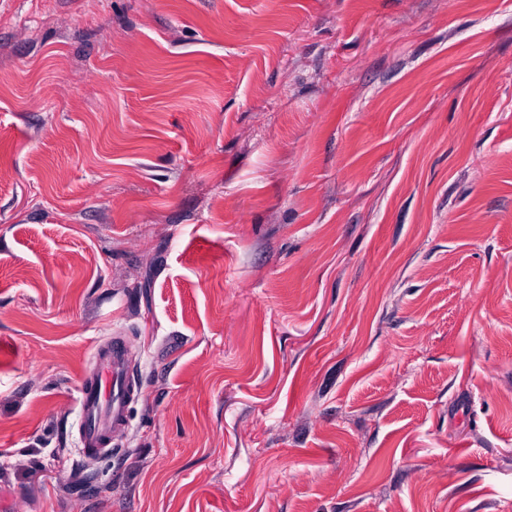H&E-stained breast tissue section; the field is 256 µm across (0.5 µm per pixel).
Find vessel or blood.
Wrapping results in <instances>:
<instances>
[{
  "mask_svg": "<svg viewBox=\"0 0 512 512\" xmlns=\"http://www.w3.org/2000/svg\"><path fill=\"white\" fill-rule=\"evenodd\" d=\"M139 390L122 338L96 344L91 368L77 388L81 457L95 460L111 452L116 435L130 421V406Z\"/></svg>",
  "mask_w": 512,
  "mask_h": 512,
  "instance_id": "obj_1",
  "label": "vessel or blood"
}]
</instances>
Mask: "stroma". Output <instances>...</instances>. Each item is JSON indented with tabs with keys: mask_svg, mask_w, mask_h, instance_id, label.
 <instances>
[{
	"mask_svg": "<svg viewBox=\"0 0 512 512\" xmlns=\"http://www.w3.org/2000/svg\"><path fill=\"white\" fill-rule=\"evenodd\" d=\"M0 512H512V0H0ZM139 382L132 371L120 336L97 343L91 368L77 388L79 426L84 460L112 453L114 438L130 421V405L138 397Z\"/></svg>",
	"mask_w": 512,
	"mask_h": 512,
	"instance_id": "obj_1",
	"label": "stroma"
}]
</instances>
